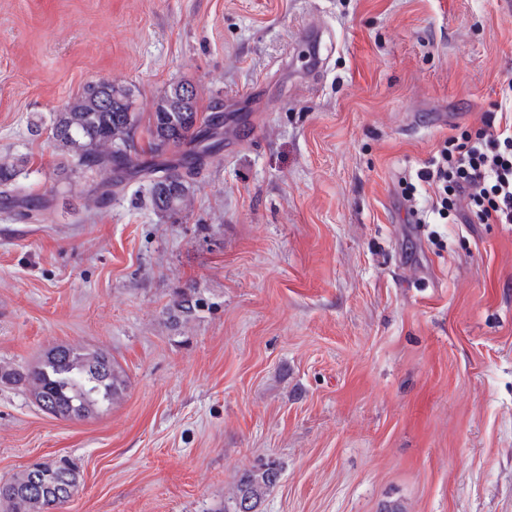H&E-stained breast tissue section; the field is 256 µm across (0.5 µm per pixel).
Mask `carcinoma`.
Masks as SVG:
<instances>
[{
    "label": "carcinoma",
    "mask_w": 512,
    "mask_h": 512,
    "mask_svg": "<svg viewBox=\"0 0 512 512\" xmlns=\"http://www.w3.org/2000/svg\"><path fill=\"white\" fill-rule=\"evenodd\" d=\"M185 84L170 85L156 98L148 124L140 127L133 112V90L109 81L88 84L83 92L54 113L50 132L64 152L78 157L87 169H107L136 163L135 136L142 131L148 148L157 155L182 149L175 165H161L154 175L151 203L161 213L172 214L186 206L204 160L216 155L224 142L220 129L222 112L208 115L193 102L191 111L173 107ZM17 165L0 162V198L22 196L15 182ZM173 307L191 317L200 307L194 293L177 294ZM25 383L46 413L67 421L82 420L106 411L127 385L120 365L101 351H87L57 345L34 366L22 370H0V381ZM279 468L268 463L245 474L239 482L232 512H256L265 492L275 485ZM78 487V471L67 457L40 464V470L24 469L16 477L0 483V504L5 512H59Z\"/></svg>",
    "instance_id": "obj_1"
}]
</instances>
